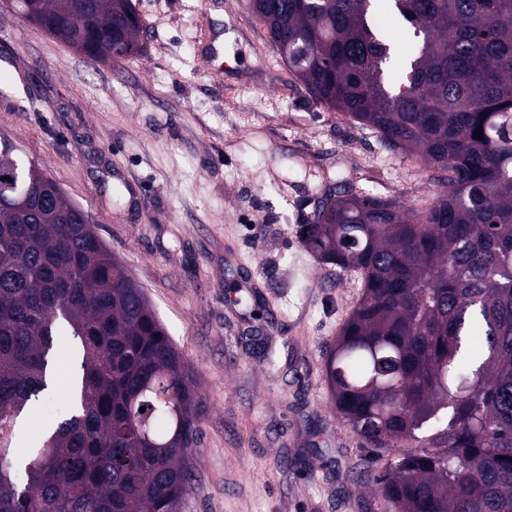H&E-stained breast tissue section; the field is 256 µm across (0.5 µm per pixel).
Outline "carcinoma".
Listing matches in <instances>:
<instances>
[{
    "mask_svg": "<svg viewBox=\"0 0 512 512\" xmlns=\"http://www.w3.org/2000/svg\"><path fill=\"white\" fill-rule=\"evenodd\" d=\"M377 2L249 0L311 96L448 172L414 212L338 187L302 225L324 263L362 276L328 385L391 456L387 512H512V0H386L413 29L403 56ZM15 11L92 59L138 48L134 0ZM3 176L27 205L0 192V512H179L206 409L193 372L78 205L0 138ZM61 336L69 409L23 456L17 419L50 400Z\"/></svg>",
    "mask_w": 512,
    "mask_h": 512,
    "instance_id": "carcinoma-1",
    "label": "carcinoma"
}]
</instances>
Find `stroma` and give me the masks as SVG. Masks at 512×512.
Instances as JSON below:
<instances>
[{"instance_id":"stroma-1","label":"stroma","mask_w":512,"mask_h":512,"mask_svg":"<svg viewBox=\"0 0 512 512\" xmlns=\"http://www.w3.org/2000/svg\"><path fill=\"white\" fill-rule=\"evenodd\" d=\"M135 3L138 50L110 63L0 0V136L85 210L194 369L208 411L180 512H380L372 478L387 461L365 466L326 382L358 275L297 230L339 184L412 211L448 182L317 104L247 11ZM218 15L220 78L196 45ZM243 273L269 319L247 318L228 289Z\"/></svg>"}]
</instances>
